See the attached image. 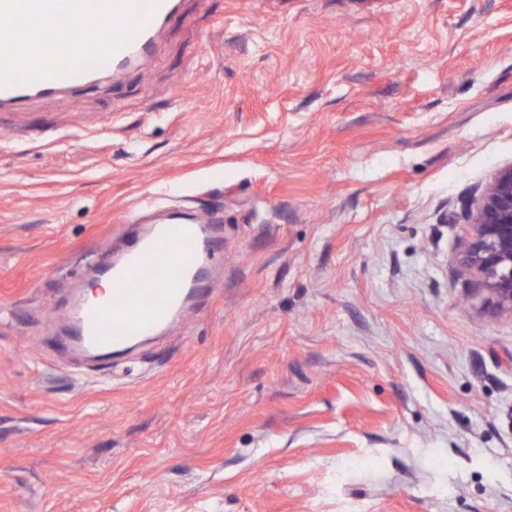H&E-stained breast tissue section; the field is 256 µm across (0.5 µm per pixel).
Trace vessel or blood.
Returning <instances> with one entry per match:
<instances>
[{"label": "vessel or blood", "mask_w": 512, "mask_h": 512, "mask_svg": "<svg viewBox=\"0 0 512 512\" xmlns=\"http://www.w3.org/2000/svg\"><path fill=\"white\" fill-rule=\"evenodd\" d=\"M177 10L178 0H0V101L20 103L36 91L84 87L99 67L124 70L149 52L155 29ZM61 25L67 51L39 50L45 34ZM22 28L32 48L21 56L16 48ZM87 28L94 38L79 41ZM90 52L99 67L83 64ZM221 255L219 237L203 221L152 225L109 268L111 296L84 301L73 312L75 343L108 355L154 335L207 294V266Z\"/></svg>", "instance_id": "b4317fda"}]
</instances>
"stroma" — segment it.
<instances>
[{
    "label": "stroma",
    "mask_w": 512,
    "mask_h": 512,
    "mask_svg": "<svg viewBox=\"0 0 512 512\" xmlns=\"http://www.w3.org/2000/svg\"><path fill=\"white\" fill-rule=\"evenodd\" d=\"M0 137V512H512V317L456 260L512 164V0H179ZM169 211L221 228L209 295L60 351Z\"/></svg>",
    "instance_id": "1"
}]
</instances>
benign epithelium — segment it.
I'll list each match as a JSON object with an SVG mask.
<instances>
[{
	"label": "benign epithelium",
	"mask_w": 512,
	"mask_h": 512,
	"mask_svg": "<svg viewBox=\"0 0 512 512\" xmlns=\"http://www.w3.org/2000/svg\"><path fill=\"white\" fill-rule=\"evenodd\" d=\"M459 262L480 276L493 310L512 315V164L469 207Z\"/></svg>",
	"instance_id": "benign-epithelium-1"
}]
</instances>
